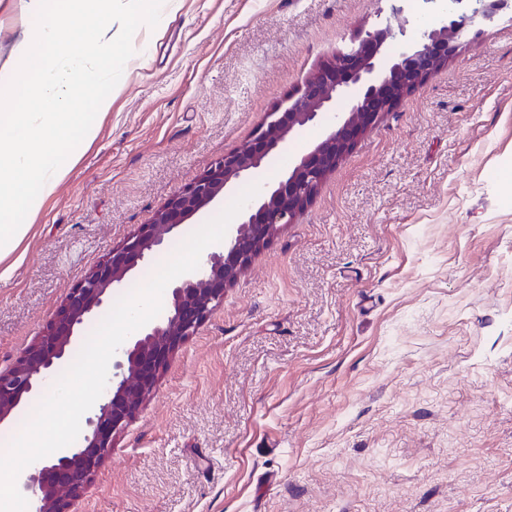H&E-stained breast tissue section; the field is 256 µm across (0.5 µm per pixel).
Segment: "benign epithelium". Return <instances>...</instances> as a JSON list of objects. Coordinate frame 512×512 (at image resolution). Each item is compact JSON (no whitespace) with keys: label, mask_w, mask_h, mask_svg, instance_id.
Listing matches in <instances>:
<instances>
[{"label":"benign epithelium","mask_w":512,"mask_h":512,"mask_svg":"<svg viewBox=\"0 0 512 512\" xmlns=\"http://www.w3.org/2000/svg\"><path fill=\"white\" fill-rule=\"evenodd\" d=\"M455 19L442 18L402 49L389 45V29L366 33L320 64L235 152L215 161L158 208L103 263L66 295L40 337L0 371V426L36 393L75 344L84 324L130 274L167 245L179 228L277 155L297 130L322 123V137L297 156L240 211L224 238L204 253L197 270L166 288L163 317L132 333L112 357L106 387L87 411L77 439L51 461H36L17 479L30 512H70L89 487L124 430L151 395L175 350L200 326L251 263L311 204L330 172L357 140L401 98L425 83L456 53L461 40L482 36L512 0H453ZM350 102L335 112L336 99Z\"/></svg>","instance_id":"7a95c632"}]
</instances>
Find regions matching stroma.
Listing matches in <instances>:
<instances>
[{"instance_id": "1", "label": "stroma", "mask_w": 512, "mask_h": 512, "mask_svg": "<svg viewBox=\"0 0 512 512\" xmlns=\"http://www.w3.org/2000/svg\"><path fill=\"white\" fill-rule=\"evenodd\" d=\"M443 0H170L1 264L0 370L339 49ZM33 22L0 0V65ZM294 133L251 183L322 135ZM227 193L115 297L142 285ZM74 512H512V10L364 134L180 346Z\"/></svg>"}]
</instances>
